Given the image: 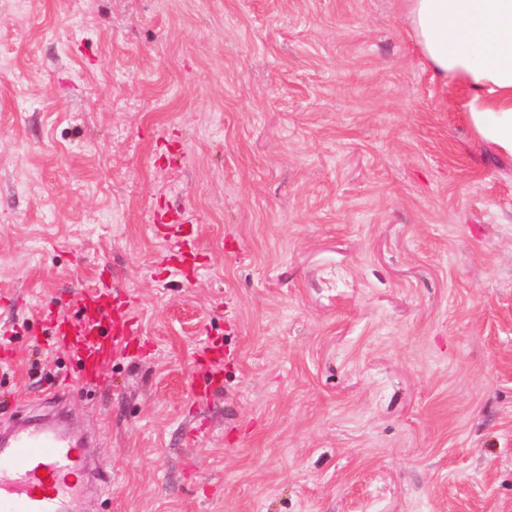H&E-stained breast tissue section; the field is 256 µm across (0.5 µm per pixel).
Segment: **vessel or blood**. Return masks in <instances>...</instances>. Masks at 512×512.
<instances>
[{"label": "vessel or blood", "instance_id": "1", "mask_svg": "<svg viewBox=\"0 0 512 512\" xmlns=\"http://www.w3.org/2000/svg\"><path fill=\"white\" fill-rule=\"evenodd\" d=\"M45 319L87 379L111 361L127 333L105 285L76 293ZM84 446L59 415L1 433L0 512H78L88 493L111 487V471L88 459Z\"/></svg>", "mask_w": 512, "mask_h": 512}]
</instances>
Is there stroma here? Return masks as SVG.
Instances as JSON below:
<instances>
[{
    "mask_svg": "<svg viewBox=\"0 0 512 512\" xmlns=\"http://www.w3.org/2000/svg\"><path fill=\"white\" fill-rule=\"evenodd\" d=\"M467 94L402 0H0V424L66 380L85 512H512V157ZM98 280L129 333L81 385L39 312Z\"/></svg>",
    "mask_w": 512,
    "mask_h": 512,
    "instance_id": "35a3bbf8",
    "label": "stroma"
}]
</instances>
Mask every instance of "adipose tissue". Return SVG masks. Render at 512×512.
Wrapping results in <instances>:
<instances>
[{
  "instance_id": "ef3b65f1",
  "label": "adipose tissue",
  "mask_w": 512,
  "mask_h": 512,
  "mask_svg": "<svg viewBox=\"0 0 512 512\" xmlns=\"http://www.w3.org/2000/svg\"><path fill=\"white\" fill-rule=\"evenodd\" d=\"M404 19L434 74L469 87L477 137L512 156V0H404Z\"/></svg>"
}]
</instances>
